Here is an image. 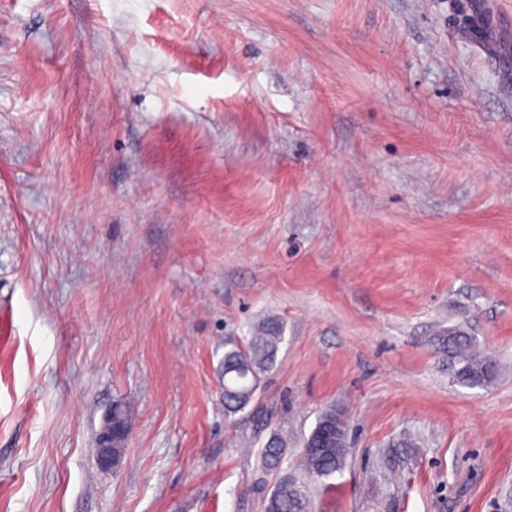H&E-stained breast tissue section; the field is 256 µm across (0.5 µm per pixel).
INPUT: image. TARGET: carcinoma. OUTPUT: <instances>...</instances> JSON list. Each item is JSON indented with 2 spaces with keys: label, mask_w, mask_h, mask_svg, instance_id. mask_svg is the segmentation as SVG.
Here are the masks:
<instances>
[{
  "label": "carcinoma",
  "mask_w": 512,
  "mask_h": 512,
  "mask_svg": "<svg viewBox=\"0 0 512 512\" xmlns=\"http://www.w3.org/2000/svg\"><path fill=\"white\" fill-rule=\"evenodd\" d=\"M282 339L279 323L267 321L244 345L234 337L224 341V408L228 413L239 412L251 402L250 389L261 373L273 367ZM435 346L453 360L457 384L488 388L495 383L497 362L476 351L465 332L451 328L436 338ZM284 453V441L274 436L263 450L262 467L270 472L279 470ZM347 454V428L340 423V413L328 409L318 417L305 440L301 470L308 477H328L344 466ZM264 512H311L304 486L294 477L280 478L265 499Z\"/></svg>",
  "instance_id": "1"
}]
</instances>
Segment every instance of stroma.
Segmentation results:
<instances>
[{
    "instance_id": "stroma-1",
    "label": "stroma",
    "mask_w": 512,
    "mask_h": 512,
    "mask_svg": "<svg viewBox=\"0 0 512 512\" xmlns=\"http://www.w3.org/2000/svg\"><path fill=\"white\" fill-rule=\"evenodd\" d=\"M332 406L314 512H512V0H0V512H264ZM282 339L279 323L267 321L245 345L235 337L224 341V408L228 413L239 412L251 402L250 389L261 373L273 367ZM436 348L453 360V377L457 384L470 388L492 386L499 372L497 362L475 350L471 338L458 329H448L435 340ZM124 435V431L116 425L112 408L104 415L100 431L96 439L97 459L104 469L116 470L120 467L121 457L115 452L116 441ZM336 409L321 413L305 440L301 470L308 477H328L344 466L348 454L347 426L343 428ZM332 432L326 435V430ZM284 444V441L277 435L266 443L261 456V464L265 470L274 472L280 469L285 453Z\"/></svg>"
}]
</instances>
